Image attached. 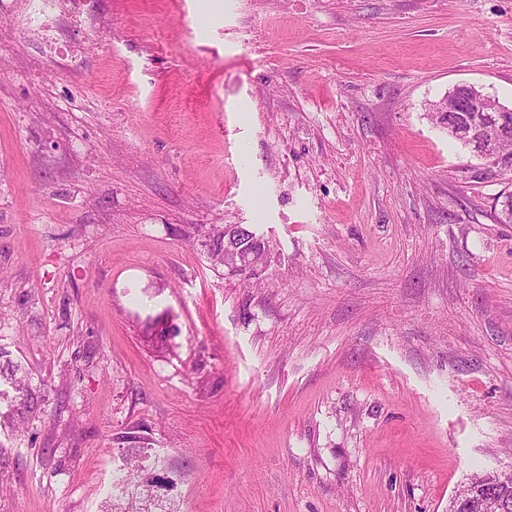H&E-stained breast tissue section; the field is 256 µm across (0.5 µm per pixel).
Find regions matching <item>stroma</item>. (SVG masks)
Here are the masks:
<instances>
[{"instance_id":"35a3bbf8","label":"stroma","mask_w":512,"mask_h":512,"mask_svg":"<svg viewBox=\"0 0 512 512\" xmlns=\"http://www.w3.org/2000/svg\"><path fill=\"white\" fill-rule=\"evenodd\" d=\"M0 0V512H448L512 468V224L430 103L512 109V0ZM270 245L249 279L196 225ZM3 357L6 359L2 362ZM26 377V371L21 364L13 362L0 350V380L9 384L16 393L13 402L9 404L10 415L16 422H24L27 415L36 411L40 405L39 398L29 387ZM112 486L116 490L121 491L122 494L128 492V507H125L121 512H172L152 510L151 505L155 503L157 495L153 490L155 485L148 480L133 481L126 474L114 479ZM129 488H131L130 492L128 491ZM492 493L491 489H487V485L475 487L467 480L451 497L448 512H479L483 499Z\"/></svg>"}]
</instances>
